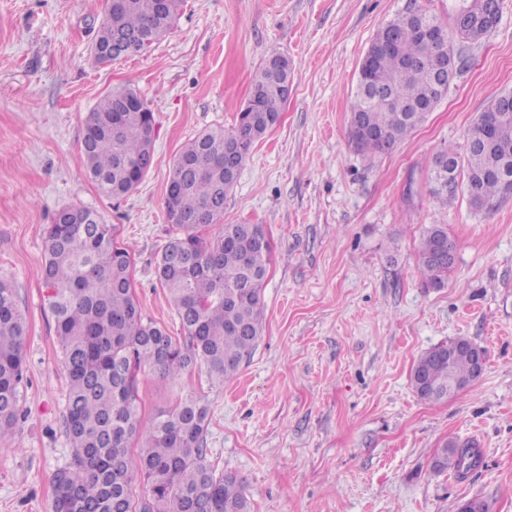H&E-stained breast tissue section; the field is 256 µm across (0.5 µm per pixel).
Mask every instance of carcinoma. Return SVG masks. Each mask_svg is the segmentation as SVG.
<instances>
[{
  "label": "carcinoma",
  "mask_w": 512,
  "mask_h": 512,
  "mask_svg": "<svg viewBox=\"0 0 512 512\" xmlns=\"http://www.w3.org/2000/svg\"><path fill=\"white\" fill-rule=\"evenodd\" d=\"M181 0H105L94 57L116 41L128 54L147 50L168 34ZM483 0H463L451 25L410 6L379 29L369 48L370 68L359 70L349 141L359 154L381 153L405 140L439 102L438 67L453 78L463 47L489 32ZM292 64L273 55L255 73L237 124L210 128L185 144L172 162L164 200L169 240L157 262L184 332L173 339L144 322L130 281L131 253L116 228L86 207L59 210L47 228L43 278L69 378L63 429L71 462L52 475L51 512H252L244 480L217 471L208 459V406L187 395L141 424L137 375L149 370L169 383L205 368L223 386L248 362L261 340L263 283L270 243L261 224L224 223V197L233 188L254 144L280 117ZM155 117L132 89L101 99L84 118L86 171L108 198L135 189L154 161ZM477 211L512 196V107L494 98L467 131L466 157L436 156ZM218 226L215 236L207 230ZM455 243L447 224L425 231L418 268L428 288H443ZM25 324L11 286L0 281V439L15 425L26 379ZM474 343L455 338L425 351L411 373L416 393L439 401L448 382L475 381ZM139 443L137 460L129 455ZM482 453L473 441L444 445L437 470L465 477ZM150 499L135 498V478Z\"/></svg>",
  "instance_id": "carcinoma-1"
}]
</instances>
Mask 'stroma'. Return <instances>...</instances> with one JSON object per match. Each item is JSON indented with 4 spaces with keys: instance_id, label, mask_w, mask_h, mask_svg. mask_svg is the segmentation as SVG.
<instances>
[{
    "instance_id": "35a3bbf8",
    "label": "stroma",
    "mask_w": 512,
    "mask_h": 512,
    "mask_svg": "<svg viewBox=\"0 0 512 512\" xmlns=\"http://www.w3.org/2000/svg\"><path fill=\"white\" fill-rule=\"evenodd\" d=\"M407 0H183L148 52L98 63L105 0H0V277L26 321L21 417L0 441V512H50V478L71 457L62 428L68 378L46 304V228L66 206L98 211L133 254L144 320L184 335L155 268L165 247L173 157L218 125L235 126L271 55L293 63L278 124L253 148L224 201L228 224L263 225L271 252L264 330L221 387L205 371L172 385L138 375L143 423L180 396L210 408L208 458L243 477L253 512H456L479 498L512 512V198L491 211L431 193L434 156L464 157L475 117L512 92V0L424 123L392 150L349 144L361 61ZM131 88L154 112V163L126 196L87 176L86 113ZM456 245L446 287L417 271L424 231ZM465 337L483 374L433 402L411 383L418 357ZM476 441L465 478L434 467L446 441Z\"/></svg>"
}]
</instances>
